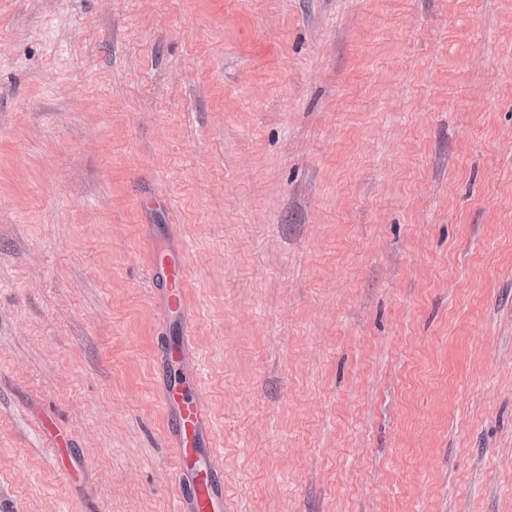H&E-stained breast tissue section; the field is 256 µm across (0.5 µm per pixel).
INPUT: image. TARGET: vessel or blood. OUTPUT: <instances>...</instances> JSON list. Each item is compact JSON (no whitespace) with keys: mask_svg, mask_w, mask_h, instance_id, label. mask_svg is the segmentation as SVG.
<instances>
[{"mask_svg":"<svg viewBox=\"0 0 512 512\" xmlns=\"http://www.w3.org/2000/svg\"><path fill=\"white\" fill-rule=\"evenodd\" d=\"M154 268L164 282L154 306L179 331L176 340L158 352V399L176 450L175 512H224V468L212 446L213 416L198 381L200 359L190 341L181 245L175 242L158 252Z\"/></svg>","mask_w":512,"mask_h":512,"instance_id":"1","label":"vessel or blood"}]
</instances>
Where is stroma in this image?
<instances>
[{
	"label": "stroma",
	"instance_id": "35a3bbf8",
	"mask_svg": "<svg viewBox=\"0 0 512 512\" xmlns=\"http://www.w3.org/2000/svg\"><path fill=\"white\" fill-rule=\"evenodd\" d=\"M172 224L226 512H512V0H0L5 512H172Z\"/></svg>",
	"mask_w": 512,
	"mask_h": 512
}]
</instances>
